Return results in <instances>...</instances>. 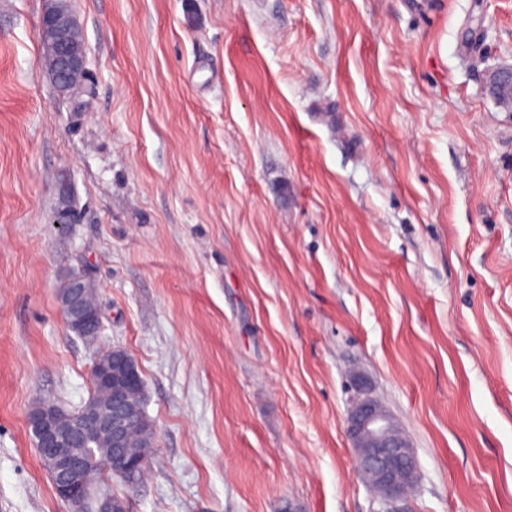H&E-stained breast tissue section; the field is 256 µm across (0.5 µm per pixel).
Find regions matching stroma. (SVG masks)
<instances>
[{"instance_id":"stroma-1","label":"stroma","mask_w":512,"mask_h":512,"mask_svg":"<svg viewBox=\"0 0 512 512\" xmlns=\"http://www.w3.org/2000/svg\"><path fill=\"white\" fill-rule=\"evenodd\" d=\"M70 5L63 98L48 0H0V512H69L27 415L113 346L155 432L143 483L101 473L127 512H380L355 371L417 457L406 512H512V0ZM77 26L73 14L56 9L52 13L46 12L42 21V43L48 47L47 37L52 38L51 49L56 55L57 77L68 80L83 74L86 70V53L84 46L79 47L70 38V32ZM486 90L497 103L508 107L512 105V66L501 65L488 73ZM95 288L85 274H75L57 295L60 310L69 330L84 340H95L101 330L98 309L94 302ZM87 296L94 305L93 312L87 305Z\"/></svg>"}]
</instances>
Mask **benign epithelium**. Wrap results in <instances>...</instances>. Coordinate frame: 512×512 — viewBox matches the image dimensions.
I'll return each instance as SVG.
<instances>
[{"label":"benign epithelium","mask_w":512,"mask_h":512,"mask_svg":"<svg viewBox=\"0 0 512 512\" xmlns=\"http://www.w3.org/2000/svg\"><path fill=\"white\" fill-rule=\"evenodd\" d=\"M77 25L74 15L63 10L45 13L42 21L43 46H51L56 55L57 77L68 80L86 70L84 47L70 38ZM486 90L497 103L512 105V66L501 65L488 73ZM95 288L85 274H75L57 295L60 310L69 330L84 340H95L101 330L98 310H90L87 298ZM91 378L112 389L103 406L87 403L74 412L53 404L33 406L28 413V426L41 458L47 460L55 474L52 479L57 496L70 512H84L86 478L91 471L87 458L77 452L92 440L102 439L112 455L101 464L113 473L136 484V474L144 460L130 448L128 432L144 419L142 404L129 401L127 389H144L139 367L129 353L112 348L103 358L94 355ZM358 396L348 417V433L357 468L368 476L376 488L383 512H404L408 490L416 470V457L394 417L357 383Z\"/></svg>","instance_id":"obj_1"}]
</instances>
